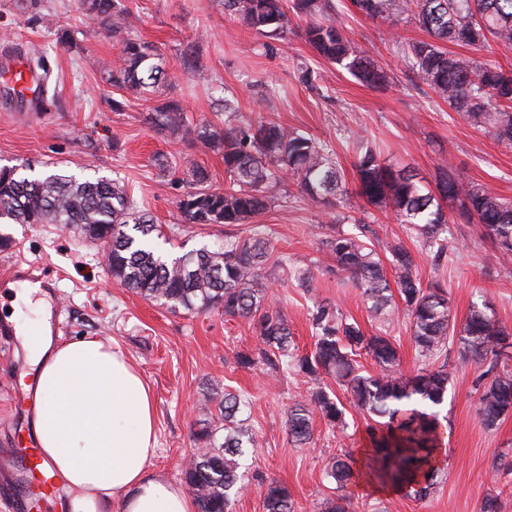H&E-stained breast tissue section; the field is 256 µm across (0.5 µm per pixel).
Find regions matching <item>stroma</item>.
<instances>
[{
  "instance_id": "stroma-1",
  "label": "stroma",
  "mask_w": 512,
  "mask_h": 512,
  "mask_svg": "<svg viewBox=\"0 0 512 512\" xmlns=\"http://www.w3.org/2000/svg\"><path fill=\"white\" fill-rule=\"evenodd\" d=\"M126 9L129 37L152 44L175 79L162 96L137 94L107 82L102 71L119 53L117 39L107 37L79 11L77 0H39L24 10L17 0H0V54L42 56L50 72L44 107L34 118L20 117L19 100L0 87V166L33 163L36 171L64 170L84 176L121 177L138 206L162 225L172 251L222 244L221 224L185 223L178 201L186 191L184 172L205 168L215 189L224 187L221 154L187 150L169 133L145 120L160 97L180 102L190 122L224 125V103L232 101L243 122H276L313 135L337 153L345 174H352V133L365 129L388 161L409 165L424 181L435 178L440 158L454 163L469 181L512 198V147L475 128L408 71L399 41L425 39V32L406 19L390 29L338 5L336 20L361 50L384 68L389 79L380 88L366 87L324 63L303 36L304 21L294 20L281 38L255 35L226 15L221 0H118ZM72 44L58 41L61 30ZM196 49L195 67L184 68L186 44ZM318 76L316 89L299 80L300 66ZM175 157L176 167L162 169L158 155ZM448 259L434 265L405 225L393 215L349 194L335 206L312 202L293 180H284L272 202L253 220L235 226L246 236L265 225L278 253L290 261L326 259L324 242L355 222L372 225L381 257L401 244L413 255L423 282L440 281L448 290L451 314L463 320L473 302L485 299L512 326V263L504 264L478 226L449 204ZM14 242L0 248V275L15 262L45 269L57 278L52 326L63 339L111 338L137 365L156 397L157 452L151 474L180 481L181 467L196 447L193 434L209 414L208 388L228 389L245 401L244 424L257 446L248 460L244 486L231 512H264L260 483L274 479L286 486L296 512H321L336 495L324 476L326 463L347 453L360 457L366 445V417L350 402L348 427L339 433L314 418V441L300 448L291 443L286 410L312 388L293 373L266 377L238 367L237 352L253 350L257 337L248 321L213 309L202 314L171 311L113 282L106 274L96 243L61 224H15ZM273 289L300 352L313 347L309 311L314 301L329 299L353 317L366 334L389 332L404 370L418 354L406 316L393 323L375 320L358 292L336 276H318L312 292L277 270ZM452 381L441 407L445 470L435 491L418 500L400 493L381 494L357 488L350 512H479L482 499L498 495L501 512H512V475L494 476L498 453H512V415L486 429L476 413L472 381L476 366L461 363L449 350ZM25 367L18 336L0 335V456L16 448L13 393Z\"/></svg>"
}]
</instances>
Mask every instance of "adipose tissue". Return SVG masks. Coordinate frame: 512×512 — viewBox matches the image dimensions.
<instances>
[{
    "label": "adipose tissue",
    "instance_id": "1",
    "mask_svg": "<svg viewBox=\"0 0 512 512\" xmlns=\"http://www.w3.org/2000/svg\"><path fill=\"white\" fill-rule=\"evenodd\" d=\"M18 336L36 399V465L65 512H194L180 484L148 473L155 405L134 364L104 339L54 340L42 318Z\"/></svg>",
    "mask_w": 512,
    "mask_h": 512
}]
</instances>
